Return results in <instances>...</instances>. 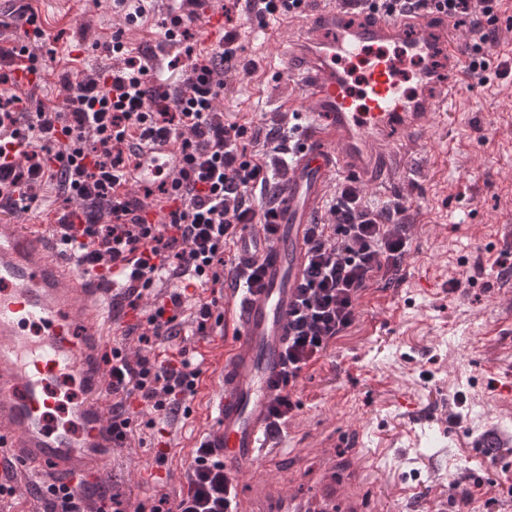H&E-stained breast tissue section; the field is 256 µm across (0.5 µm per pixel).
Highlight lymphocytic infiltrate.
I'll list each match as a JSON object with an SVG mask.
<instances>
[{"label":"lymphocytic infiltrate","mask_w":512,"mask_h":512,"mask_svg":"<svg viewBox=\"0 0 512 512\" xmlns=\"http://www.w3.org/2000/svg\"><path fill=\"white\" fill-rule=\"evenodd\" d=\"M502 0H369L370 16L410 17L424 11L451 19L468 17L471 51L468 74L488 81L491 61L485 45L496 37ZM111 53L121 65L96 77L68 83L64 110L45 107L15 111V98L0 97V193H8L11 212L30 210L35 186L57 181L68 200L78 201L83 240L77 248L85 262L112 264L138 254L132 271L139 280L130 310L153 295L169 276L187 284L219 283L222 276L258 280L254 264L231 265L226 248L239 228L264 225L275 233L272 219L277 193L271 186L286 169L287 143L299 132L287 113L274 127L228 123L216 101L226 76L235 73L243 51L236 30L225 31L215 59L191 57L184 89L172 93L151 79L147 59L126 54L122 35ZM179 140L182 156L166 193L164 223H151L140 200L118 195L127 182L143 141ZM327 218L310 225L307 259L289 313L283 382L295 385L304 369L317 363L330 344L357 319L356 300L374 279L398 268L409 242L400 199L372 204L353 180L338 182L325 201ZM181 293L157 298L141 343L165 339L182 313ZM201 373L187 351L161 362L139 354L112 350V431L128 438L133 403L156 411L179 412L194 395ZM229 479L224 462L208 441L193 453L186 483L176 499L161 498L151 512H228ZM47 512H121L116 500L90 501L67 485L49 486Z\"/></svg>","instance_id":"1"}]
</instances>
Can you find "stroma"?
Instances as JSON below:
<instances>
[{
  "label": "stroma",
  "mask_w": 512,
  "mask_h": 512,
  "mask_svg": "<svg viewBox=\"0 0 512 512\" xmlns=\"http://www.w3.org/2000/svg\"><path fill=\"white\" fill-rule=\"evenodd\" d=\"M43 38H25V18L6 15L0 46H28L44 73L40 85L0 95H23L29 108L63 104V84L112 67L105 52L116 30L131 54L152 53L153 79L177 89L187 76L182 47L165 44L160 22L172 0H144L143 16L126 24L114 0H27ZM235 23L251 71L223 91L219 108L232 121L271 126L287 111L290 90L281 77L288 17L259 27L249 10ZM380 202L402 198L410 223L409 250L399 268L371 282L359 298L356 323L293 389L290 446L267 470L282 489V512H349L364 496L375 512H512V274L497 261L512 253V72L480 83L463 77L442 118L409 154L405 180L367 190ZM197 298L188 297L182 334L153 347L162 356L185 347L196 361L217 356L224 331L196 334ZM413 403L418 416H408ZM178 418L143 409L134 432L115 449L102 492L127 512L181 489L187 462L166 458L171 478L147 479L143 469L161 447L188 446L200 430L198 402ZM460 420H450V413ZM499 434L485 476L480 438ZM471 485L469 499L451 504L452 483Z\"/></svg>",
  "instance_id": "obj_1"
}]
</instances>
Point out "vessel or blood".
I'll list each match as a JSON object with an SVG mask.
<instances>
[{"mask_svg": "<svg viewBox=\"0 0 512 512\" xmlns=\"http://www.w3.org/2000/svg\"><path fill=\"white\" fill-rule=\"evenodd\" d=\"M293 106L306 124L280 184L279 229L252 224L232 252L261 265L258 284L228 282L218 312L224 346L204 434L224 457L235 487L232 512H259L243 490L259 464L279 454L270 407L279 379L289 310L306 260L305 235L337 173L364 187L394 179L412 146L457 90L461 46L448 23L419 15L364 21L346 0H315L284 52ZM414 75L415 88L405 85ZM179 145L145 148L133 174L139 190L170 181ZM129 255L108 278L85 274L60 229L0 224V481L95 486L112 455L110 375L100 365V327L137 282ZM81 394L61 406L62 383Z\"/></svg>", "mask_w": 512, "mask_h": 512, "instance_id": "obj_1", "label": "vessel or blood"}]
</instances>
